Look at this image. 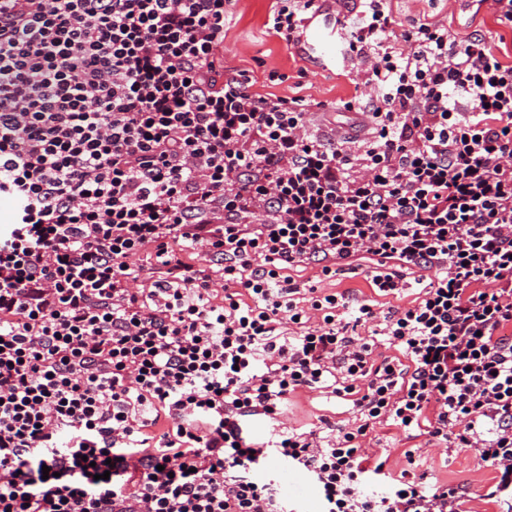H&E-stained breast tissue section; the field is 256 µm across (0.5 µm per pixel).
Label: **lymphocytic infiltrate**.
Returning a JSON list of instances; mask_svg holds the SVG:
<instances>
[{"instance_id": "lymphocytic-infiltrate-1", "label": "lymphocytic infiltrate", "mask_w": 512, "mask_h": 512, "mask_svg": "<svg viewBox=\"0 0 512 512\" xmlns=\"http://www.w3.org/2000/svg\"><path fill=\"white\" fill-rule=\"evenodd\" d=\"M334 2L359 138L225 70V0H0V512H300L276 462L323 512H463L378 427L490 464L512 507V62ZM316 9L267 26L297 45ZM367 262L358 301L289 275ZM326 389L350 429L283 426ZM279 489L282 496L299 506L301 512H322L317 488L308 476L293 467H279Z\"/></svg>"}]
</instances>
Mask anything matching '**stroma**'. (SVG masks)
Returning a JSON list of instances; mask_svg holds the SVG:
<instances>
[{"mask_svg":"<svg viewBox=\"0 0 512 512\" xmlns=\"http://www.w3.org/2000/svg\"><path fill=\"white\" fill-rule=\"evenodd\" d=\"M274 6L275 0H231L224 20L225 68L247 71L255 89L325 103L327 111L335 113L337 120H347L344 104L354 97L359 74L343 50L342 32L334 22L329 0H322L304 41L292 48L268 32L266 22ZM391 7L407 24L424 17L460 34L475 30L503 34L507 50L512 53V32L500 30L488 12L460 13L448 0H392ZM273 70L283 75V82L268 81L267 75ZM323 415L341 425L354 418L348 402L313 391L294 399L284 421L289 425L297 422L314 425ZM406 449L414 452L415 472L428 471L440 481L461 485L470 496L471 512H494V505L483 499L492 482L490 467L468 452L448 449L424 438L412 441L398 438L395 447L389 450L391 462L403 464L402 452ZM279 489L301 512H321L318 490L301 470L280 468Z\"/></svg>","mask_w":512,"mask_h":512,"instance_id":"stroma-1","label":"stroma"}]
</instances>
